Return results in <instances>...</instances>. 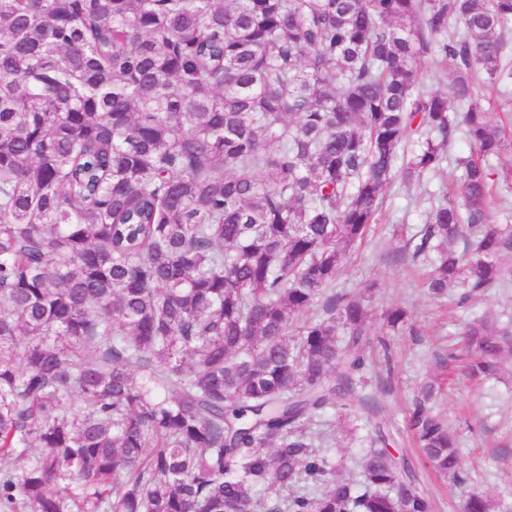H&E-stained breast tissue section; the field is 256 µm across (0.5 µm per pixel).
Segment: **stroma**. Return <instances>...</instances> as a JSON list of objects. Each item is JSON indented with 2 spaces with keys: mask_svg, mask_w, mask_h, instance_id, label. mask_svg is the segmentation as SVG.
<instances>
[{
  "mask_svg": "<svg viewBox=\"0 0 512 512\" xmlns=\"http://www.w3.org/2000/svg\"><path fill=\"white\" fill-rule=\"evenodd\" d=\"M428 207L415 189L395 183L378 224L360 250L345 260L337 287L354 291L376 284L369 303L372 335H386L381 313L387 307L399 305L410 313L407 329L387 335L388 356L374 357L369 369L372 388H379L381 378L389 380L386 401L394 419L389 451L421 466L409 438L407 408L423 381L439 378L442 389L434 410L458 437L468 480L452 484L428 472L419 484L421 491L437 499L439 512H461L464 499L475 489L493 498L500 512H512V351L504 352L497 376L482 382L472 380L448 358L449 350L459 345L466 322L487 317L512 332V247L498 258L504 279L497 287L464 305L454 289L447 298L434 299L423 286L428 265L405 250L407 239L424 224ZM348 411L354 433H337L329 454L336 459L337 477L355 480L374 425L359 399L351 400Z\"/></svg>",
  "mask_w": 512,
  "mask_h": 512,
  "instance_id": "1",
  "label": "stroma"
}]
</instances>
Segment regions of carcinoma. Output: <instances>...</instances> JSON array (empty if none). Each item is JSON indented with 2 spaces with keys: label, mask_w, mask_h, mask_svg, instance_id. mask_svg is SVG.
Returning a JSON list of instances; mask_svg holds the SVG:
<instances>
[{
  "label": "carcinoma",
  "mask_w": 512,
  "mask_h": 512,
  "mask_svg": "<svg viewBox=\"0 0 512 512\" xmlns=\"http://www.w3.org/2000/svg\"><path fill=\"white\" fill-rule=\"evenodd\" d=\"M511 26L512 0H0V512H437L400 489L365 392L367 350H388L372 286L336 280L405 150L428 292L499 284L512 224L490 191L512 173L488 161L512 135L474 74L512 84ZM432 62L451 95L425 88ZM407 317L383 312L394 332ZM507 347L470 322L469 375ZM439 389L420 386L408 429L462 484ZM360 390L383 447L353 484L310 425Z\"/></svg>",
  "instance_id": "cac0c4a2"
}]
</instances>
